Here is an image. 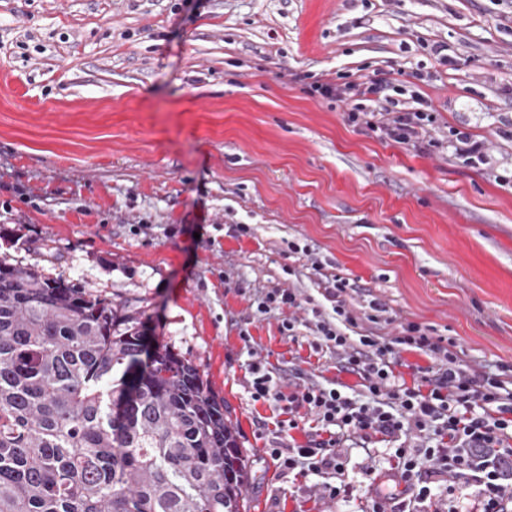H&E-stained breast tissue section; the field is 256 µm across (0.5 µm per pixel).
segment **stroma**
Wrapping results in <instances>:
<instances>
[{"label": "stroma", "instance_id": "stroma-1", "mask_svg": "<svg viewBox=\"0 0 512 512\" xmlns=\"http://www.w3.org/2000/svg\"><path fill=\"white\" fill-rule=\"evenodd\" d=\"M363 76L420 94L433 136L484 140L495 170L307 92ZM292 243L356 306L386 304L373 333L414 322L512 365V0H0V258L145 306L149 343L238 428L247 512H360L359 450L345 498L282 479L266 434L287 415L249 392L257 359L284 386L295 367L359 383L308 328L289 337L291 309L256 312L271 288L322 303Z\"/></svg>", "mask_w": 512, "mask_h": 512}]
</instances>
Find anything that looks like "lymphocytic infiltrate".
Here are the masks:
<instances>
[{"label":"lymphocytic infiltrate","mask_w":512,"mask_h":512,"mask_svg":"<svg viewBox=\"0 0 512 512\" xmlns=\"http://www.w3.org/2000/svg\"><path fill=\"white\" fill-rule=\"evenodd\" d=\"M312 89L349 106L352 123L383 138L421 151L441 146L429 129L432 113L394 98L386 79L316 83ZM301 253L320 278L324 302L312 307L307 319L289 317L283 328L310 329L313 349L335 354L337 370L357 375L360 388L349 392L337 382L305 380L287 393L263 363L252 364L253 398L274 402L289 414L287 423L276 425L278 441L267 451L283 477H312L323 496H347L345 448L362 449L371 464L375 444L384 441L392 445L388 478L402 491L390 495L370 488L368 512H434L441 494L460 492L473 501L474 512H512V367L502 365L493 373L470 366L455 343L433 339L411 322L397 336H350L359 320L379 322L386 305L373 300L368 311L358 312L349 280L326 273L309 248ZM406 346L435 360L410 385L399 373ZM302 410L315 427L305 443L285 440Z\"/></svg>","instance_id":"1"}]
</instances>
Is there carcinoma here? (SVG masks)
<instances>
[{
	"instance_id": "1",
	"label": "carcinoma",
	"mask_w": 512,
	"mask_h": 512,
	"mask_svg": "<svg viewBox=\"0 0 512 512\" xmlns=\"http://www.w3.org/2000/svg\"><path fill=\"white\" fill-rule=\"evenodd\" d=\"M145 318L0 259V512H244L235 426Z\"/></svg>"
}]
</instances>
